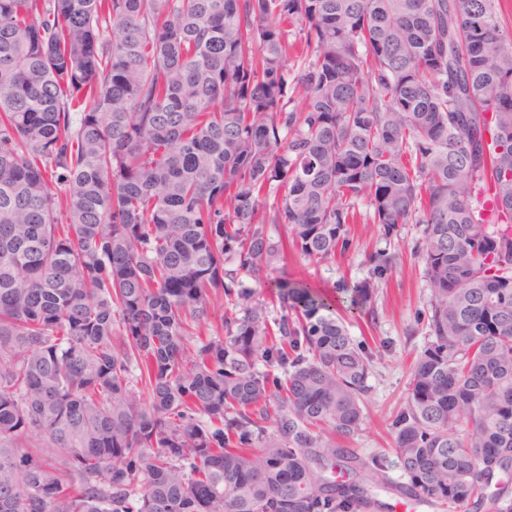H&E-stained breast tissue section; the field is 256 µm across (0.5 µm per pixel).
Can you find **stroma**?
<instances>
[{
    "label": "stroma",
    "mask_w": 512,
    "mask_h": 512,
    "mask_svg": "<svg viewBox=\"0 0 512 512\" xmlns=\"http://www.w3.org/2000/svg\"><path fill=\"white\" fill-rule=\"evenodd\" d=\"M418 237L419 227L415 224L398 225L386 239L378 225L361 222L351 225L349 248L333 260L316 264L292 255L263 279L248 275L241 278L250 303L263 307L271 320L281 312L277 279H297L325 293L351 336L369 347L373 361L364 397V422L351 442L364 455L392 448L391 422L406 404L412 365L428 343L430 289L421 263L411 255ZM384 248L397 255L396 266L388 278L378 283L370 306L352 304L348 288L367 277L368 254Z\"/></svg>",
    "instance_id": "stroma-1"
}]
</instances>
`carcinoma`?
<instances>
[{
  "label": "carcinoma",
  "instance_id": "1",
  "mask_svg": "<svg viewBox=\"0 0 512 512\" xmlns=\"http://www.w3.org/2000/svg\"><path fill=\"white\" fill-rule=\"evenodd\" d=\"M503 2L0 0V512H512ZM361 221L421 225L430 288L366 459L365 346L293 279L269 329L239 281ZM379 498L390 504L388 511L385 512H435L433 509L426 506H419L413 501L402 498L395 494L393 491L379 492Z\"/></svg>",
  "mask_w": 512,
  "mask_h": 512
}]
</instances>
